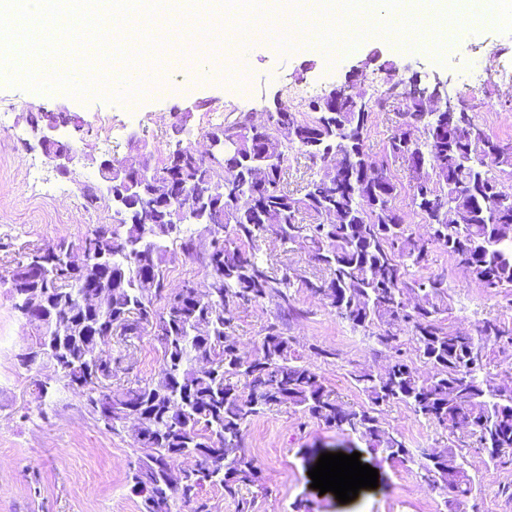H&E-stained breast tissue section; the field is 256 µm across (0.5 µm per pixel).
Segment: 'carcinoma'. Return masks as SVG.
Instances as JSON below:
<instances>
[{
	"label": "carcinoma",
	"mask_w": 512,
	"mask_h": 512,
	"mask_svg": "<svg viewBox=\"0 0 512 512\" xmlns=\"http://www.w3.org/2000/svg\"><path fill=\"white\" fill-rule=\"evenodd\" d=\"M331 92L308 103L304 117L286 106L279 112L243 113L218 127L232 147L217 165L191 148L175 147L164 161L149 167L143 158L116 159L112 181L132 179L141 169L175 188L174 200L158 202L149 188L141 189L143 212L121 213L110 235L95 229L78 247L107 251L111 266L83 274L68 267L61 240L26 253L9 272L14 280L35 277L37 261L49 267L44 288L55 299L52 317L32 315L28 325L35 343L51 338L59 356L87 360L112 341L106 326H85L78 335L53 333L84 323L97 309L84 304L90 279L110 289L112 320L126 336L139 335L140 324L152 322L153 339L161 352L158 378L136 382L122 391L96 383L85 386V406L109 432L119 431L121 414H139L141 448L128 475L130 492L140 499V512H176L177 503L209 512L201 492L219 485L237 503V512H255L262 486L260 469L244 446V429L255 417L285 406L352 433L368 447L416 467L422 480L451 496L450 512H460L475 488L461 448H420L410 451L401 435L383 425L382 407L403 403L411 411L448 431L475 438V452L486 464L512 461V387L502 388L490 371V352L512 359V323L482 320L476 333L461 334L446 323L448 284L443 274L424 276L420 270L434 248H441L489 293L512 290V142L494 138L473 116L449 125L448 113L430 112L431 101L400 91L402 125H412L425 139L412 148L389 141V154L407 164L419 180L439 178L441 197L429 198L423 185H411L412 203L431 232H410L393 205L397 185L388 175L358 171L366 155L365 141L376 104H338L341 118L318 111ZM296 130L283 154L296 151L312 167L300 192L284 189L285 166L266 162L264 147L285 126ZM498 153L495 169L486 154ZM336 153L335 162L324 158ZM213 199L220 205L205 218L221 227L207 242L185 234L179 224L181 193ZM316 215L301 224L298 215ZM337 217H326L328 212ZM285 251L302 245L328 271V278H310L288 267L273 269L259 251L268 236ZM203 256L207 278L166 288L170 245ZM303 288L325 301L354 328L369 332L381 350L391 353L383 373L354 370L350 377L366 397L355 407L344 402L310 362L292 350L277 323L263 330L257 353L243 354L226 332L238 309L271 301L280 312L301 313L294 306L295 289ZM200 321L209 324L197 333ZM431 366L421 376L404 358L405 346ZM196 450L198 476L178 484L168 481L182 449Z\"/></svg>",
	"instance_id": "1"
}]
</instances>
